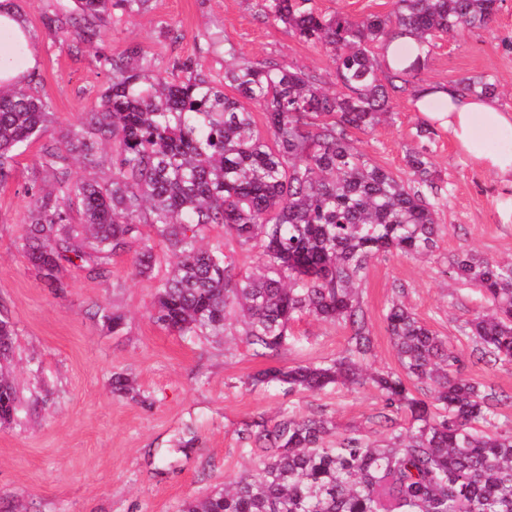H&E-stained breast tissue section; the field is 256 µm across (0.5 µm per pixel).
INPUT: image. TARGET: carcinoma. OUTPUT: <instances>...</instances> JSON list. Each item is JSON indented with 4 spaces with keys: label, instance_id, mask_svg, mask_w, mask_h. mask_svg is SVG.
<instances>
[{
    "label": "carcinoma",
    "instance_id": "1",
    "mask_svg": "<svg viewBox=\"0 0 512 512\" xmlns=\"http://www.w3.org/2000/svg\"><path fill=\"white\" fill-rule=\"evenodd\" d=\"M501 2L395 0L390 15L356 20L324 14L314 0H259L263 18L329 53L332 92L305 70L274 61L239 59L218 79L186 59L173 64L183 78L169 79L147 49L133 45L119 57L98 56L108 85L94 109L57 137L49 103L32 82L0 85V181L19 147L47 139L39 163L53 184L28 189L21 250L51 287L67 265L102 278L110 257L130 249L135 271L149 273L159 241L170 266L154 300L159 326L181 336H237L252 355L273 357L295 343L289 328L297 320L342 323L350 335L337 358L270 366L252 384L290 392L370 385L383 402L391 432L382 446L353 434L327 448L328 420L286 409L271 425L253 421L254 471L181 512H512V427L496 422L507 396L462 376L458 352L407 307L402 285L385 315L402 372L363 367L374 339L358 285L380 255L417 258L438 248L443 195L428 146L407 155L403 180L353 139L395 120L393 97L419 99L436 38L488 26ZM149 3L75 0L78 14L54 12L45 25L93 43L112 11L139 14ZM403 35L415 38V59L398 49L393 65L380 63L379 51ZM456 89L497 95L486 77ZM242 98L264 108L266 130ZM100 145L112 149V178L73 180L75 164H98ZM74 211L79 224L71 222ZM212 226L224 228V244L209 248L203 240ZM233 243L257 251L256 272L237 271L226 253ZM451 266L490 304L463 327L474 355L511 367L512 261L461 252ZM12 344L11 325L0 320V360ZM21 404L0 369L1 426Z\"/></svg>",
    "mask_w": 512,
    "mask_h": 512
}]
</instances>
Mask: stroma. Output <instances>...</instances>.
<instances>
[{"label": "stroma", "instance_id": "stroma-1", "mask_svg": "<svg viewBox=\"0 0 512 512\" xmlns=\"http://www.w3.org/2000/svg\"><path fill=\"white\" fill-rule=\"evenodd\" d=\"M32 39L38 91L51 105L52 132L77 123L94 107L108 80L96 57L117 56L144 46L163 69L198 60L214 76L224 74V51L256 64L274 61L305 69L325 88L335 76L318 47L292 37L283 24L263 20L258 0H151L147 11L104 23L92 45L63 41L43 23L46 14L71 11L73 0H11ZM484 76L498 88L496 102L512 110V0H502L493 22L438 38L421 74L429 85L456 86ZM393 123L358 133L377 165L406 177V155L420 148L423 117L406 97L394 101ZM40 142L20 150L12 172L0 181V319L14 328L8 375L24 396L22 412L0 427V512H179L225 481L252 472L255 457L242 435L253 420L297 417L331 421L335 435L386 439L377 414L381 403L369 387L330 386L289 394L254 386L250 376L269 364L321 363L343 351L347 327L313 319L291 326L298 343L269 360L252 357L245 343L231 347L203 337L190 339L151 318L156 289L168 270L165 246L154 271L136 274L133 255L112 257L109 273L90 278L66 268L63 287L52 292L21 251L31 186H48L38 160ZM435 169L447 188L438 211L442 237L430 255L414 259L392 253L373 259L360 286L372 324L371 370L399 371L384 315L396 285L417 318L448 338L462 357L464 376L507 394L500 423L512 426V369L473 362L462 325L487 301L450 269L451 258L471 251L512 257V222L503 223L500 201L512 195L459 155L448 135L431 144ZM126 316L120 333L98 309ZM125 375L129 393L112 391Z\"/></svg>", "mask_w": 512, "mask_h": 512}]
</instances>
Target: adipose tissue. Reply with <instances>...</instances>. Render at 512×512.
Instances as JSON below:
<instances>
[{"label": "adipose tissue", "mask_w": 512, "mask_h": 512, "mask_svg": "<svg viewBox=\"0 0 512 512\" xmlns=\"http://www.w3.org/2000/svg\"><path fill=\"white\" fill-rule=\"evenodd\" d=\"M440 101V111H429L426 103ZM425 122L447 132L455 148L501 183L512 186V113L500 109L488 98L454 90L430 89L415 104ZM491 131L503 142L500 150L486 149L479 129Z\"/></svg>", "instance_id": "ef3b65f1"}]
</instances>
